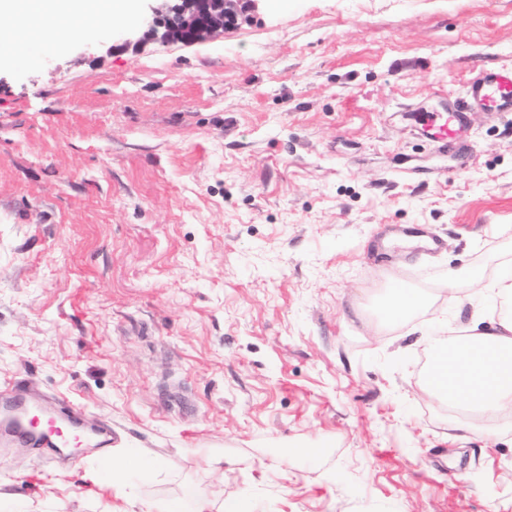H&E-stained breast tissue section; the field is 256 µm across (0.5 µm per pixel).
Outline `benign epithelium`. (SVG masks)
<instances>
[{
    "mask_svg": "<svg viewBox=\"0 0 512 512\" xmlns=\"http://www.w3.org/2000/svg\"><path fill=\"white\" fill-rule=\"evenodd\" d=\"M266 0H150L145 33L163 43L195 44L224 32L244 10Z\"/></svg>",
    "mask_w": 512,
    "mask_h": 512,
    "instance_id": "7a95c632",
    "label": "benign epithelium"
}]
</instances>
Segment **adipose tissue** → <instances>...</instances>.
I'll use <instances>...</instances> for the list:
<instances>
[{"instance_id":"ef3b65f1","label":"adipose tissue","mask_w":512,"mask_h":512,"mask_svg":"<svg viewBox=\"0 0 512 512\" xmlns=\"http://www.w3.org/2000/svg\"><path fill=\"white\" fill-rule=\"evenodd\" d=\"M96 0H0V16L21 18V27L0 30V46L24 59L52 34L84 27ZM430 365L421 390L432 399L473 414L487 434H496L512 414V312L492 330L428 340Z\"/></svg>"}]
</instances>
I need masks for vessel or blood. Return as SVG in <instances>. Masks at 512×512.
Returning <instances> with one entry per match:
<instances>
[{
  "instance_id": "vessel-or-blood-1",
  "label": "vessel or blood",
  "mask_w": 512,
  "mask_h": 512,
  "mask_svg": "<svg viewBox=\"0 0 512 512\" xmlns=\"http://www.w3.org/2000/svg\"><path fill=\"white\" fill-rule=\"evenodd\" d=\"M473 108L512 112V70L482 71L468 82L462 98L442 101L436 108L419 109L417 131L434 142L450 144ZM26 388V383L19 381L0 392V438H19L40 448L111 447V427L80 433L70 419L46 408L30 407L24 399Z\"/></svg>"
}]
</instances>
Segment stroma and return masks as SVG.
Wrapping results in <instances>:
<instances>
[{
	"label": "stroma",
	"instance_id": "35a3bbf8",
	"mask_svg": "<svg viewBox=\"0 0 512 512\" xmlns=\"http://www.w3.org/2000/svg\"><path fill=\"white\" fill-rule=\"evenodd\" d=\"M124 26L0 54V387L154 467L98 488L92 449L0 445V492L512 512V428L463 430L420 389L439 322L501 312L470 299L512 267V112L472 111L445 149L413 116L512 68V0H284L191 46L113 47ZM390 288L423 303L387 319Z\"/></svg>",
	"mask_w": 512,
	"mask_h": 512
}]
</instances>
